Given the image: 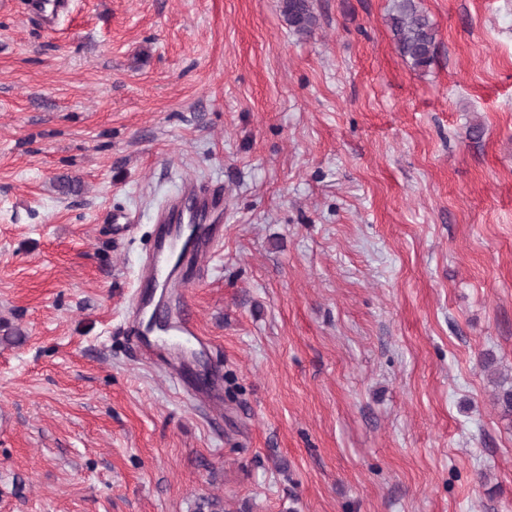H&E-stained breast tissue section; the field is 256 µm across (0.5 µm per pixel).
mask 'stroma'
I'll use <instances>...</instances> for the list:
<instances>
[{
    "label": "stroma",
    "instance_id": "1",
    "mask_svg": "<svg viewBox=\"0 0 512 512\" xmlns=\"http://www.w3.org/2000/svg\"><path fill=\"white\" fill-rule=\"evenodd\" d=\"M71 2L0 0V512H512V0L420 69L392 0ZM189 182L176 385L126 319ZM312 0H282V12L293 31L301 36L313 33L318 24ZM224 188L218 185L188 184L178 198L157 214V224L167 225L158 238L153 261L139 288H170L169 299L174 302V336L187 340L200 338L194 314L185 299L184 281L175 267L178 260L187 264H202V257L220 243L224 236ZM195 230L191 247L186 242Z\"/></svg>",
    "mask_w": 512,
    "mask_h": 512
}]
</instances>
